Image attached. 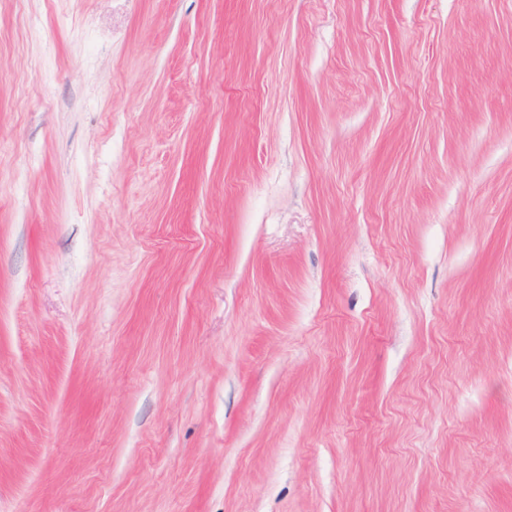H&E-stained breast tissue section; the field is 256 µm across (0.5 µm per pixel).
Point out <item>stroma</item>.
I'll return each mask as SVG.
<instances>
[{"label": "stroma", "instance_id": "obj_1", "mask_svg": "<svg viewBox=\"0 0 512 512\" xmlns=\"http://www.w3.org/2000/svg\"><path fill=\"white\" fill-rule=\"evenodd\" d=\"M0 512H512V0H0Z\"/></svg>", "mask_w": 512, "mask_h": 512}]
</instances>
